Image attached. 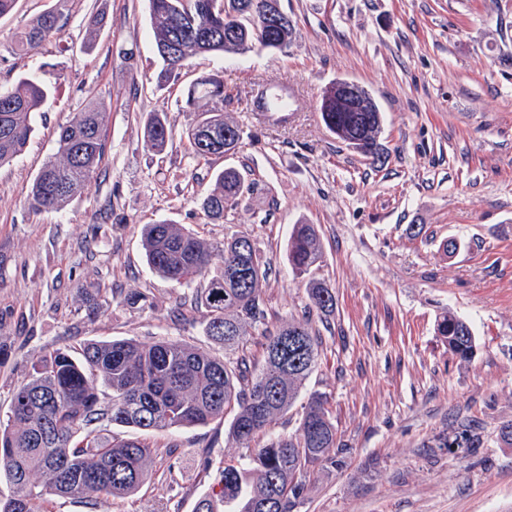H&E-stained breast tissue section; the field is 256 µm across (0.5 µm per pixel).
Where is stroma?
<instances>
[{
    "label": "stroma",
    "mask_w": 512,
    "mask_h": 512,
    "mask_svg": "<svg viewBox=\"0 0 512 512\" xmlns=\"http://www.w3.org/2000/svg\"><path fill=\"white\" fill-rule=\"evenodd\" d=\"M53 0H17L0 17V85L36 73L53 95L24 151L0 166V417L33 363L90 341L163 339L223 356L202 333L195 293L150 270L143 225L171 221L212 243L249 233L269 269V325L308 321L321 338L306 392L327 398L343 451L305 477L298 512H512V0H280L297 33L281 51L206 54L164 88L148 0H68V21L35 52L17 31ZM111 26L81 48L89 12ZM238 95L225 110L243 130L230 156L197 160L182 133L204 99L201 77ZM347 79L384 114V160L364 157L321 121L318 100ZM290 86L287 122L255 118L259 88ZM107 114L98 175L60 211L30 209L34 176L88 99ZM166 112L173 141L146 147L143 124ZM233 166L253 192L219 220L198 202ZM317 225L315 274L336 296L312 308L286 259L293 224ZM456 239L458 250L443 244ZM144 300L127 303L128 294ZM472 325L471 360L436 325ZM150 477L133 496L53 497L47 512H193L230 458L227 424L154 432Z\"/></svg>",
    "instance_id": "stroma-1"
}]
</instances>
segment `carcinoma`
I'll return each instance as SVG.
<instances>
[{
    "instance_id": "cac0c4a2",
    "label": "carcinoma",
    "mask_w": 512,
    "mask_h": 512,
    "mask_svg": "<svg viewBox=\"0 0 512 512\" xmlns=\"http://www.w3.org/2000/svg\"><path fill=\"white\" fill-rule=\"evenodd\" d=\"M265 0H150L153 40L163 68V85L192 57L288 47L295 26L290 17L271 29L264 25ZM68 20L65 0L43 11L16 35L15 50L28 53L50 39ZM112 24L98 10L86 20V45L96 32ZM365 112H348L336 98H321L325 127L360 154L380 159L383 113L368 90L358 88ZM51 89L39 77L21 76L0 89V165L26 146L33 119L42 111ZM208 100L209 107L186 131L192 153L200 158L235 153L242 143L238 124L224 116L233 100L216 75L201 78L189 93ZM105 113L90 101L73 120L60 127L56 157L46 161L29 186L26 203L36 211H59L81 195L95 177L105 153ZM146 146L164 150L173 132L165 112H153L143 125ZM216 189L200 201L211 220L234 209L250 192L242 173L227 167L215 178ZM142 247L149 267L180 286H190L217 264L195 301L209 311L204 333L224 344L231 355L222 359L188 344L157 340L86 343L79 356L56 351L32 367L15 390L6 420L0 421V479L11 494L0 498V512H45L52 496L92 494L109 500L135 494L149 478L152 431L178 429L228 419V439L247 444L270 431L288 413L319 361V336L307 324L290 320L270 329L261 283L267 262L251 236L236 232L222 243H208L175 224H146ZM322 258L315 224H295L288 237L287 260L296 279L321 314L336 307L327 283L314 275ZM263 338V364L250 372L247 356H232L246 343L248 329ZM448 350L468 361L476 338L468 321L450 313L437 323ZM132 428L136 435L104 437L103 424ZM340 453L336 426L326 398L313 392L302 405L298 434L269 438L253 449L248 461L224 463L220 491L205 495L195 512H216L214 500L227 512H295L304 499V472L322 463H336ZM39 476L38 483L33 477Z\"/></svg>"
}]
</instances>
